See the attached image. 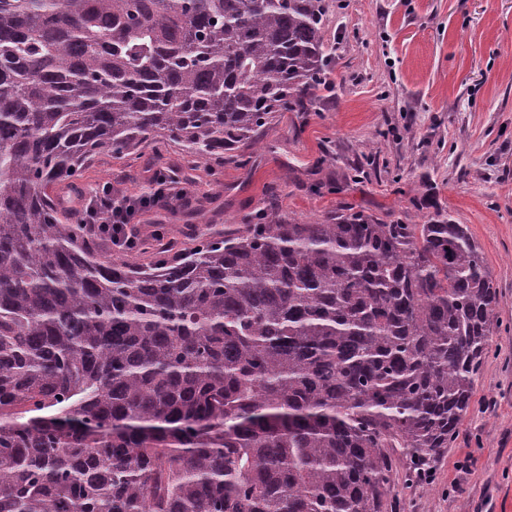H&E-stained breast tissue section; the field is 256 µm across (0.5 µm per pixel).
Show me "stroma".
Listing matches in <instances>:
<instances>
[{
    "instance_id": "obj_1",
    "label": "stroma",
    "mask_w": 512,
    "mask_h": 512,
    "mask_svg": "<svg viewBox=\"0 0 512 512\" xmlns=\"http://www.w3.org/2000/svg\"><path fill=\"white\" fill-rule=\"evenodd\" d=\"M327 81L308 112L278 113L262 144L200 165L192 203L133 217L172 236L188 224L256 221L268 198L302 223L354 208L385 224L436 212L466 225L498 286L496 328L469 410L429 481L394 475L391 512H512V0H333ZM177 146L101 159L79 179L144 195Z\"/></svg>"
}]
</instances>
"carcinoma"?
<instances>
[{"label":"carcinoma","mask_w":512,"mask_h":512,"mask_svg":"<svg viewBox=\"0 0 512 512\" xmlns=\"http://www.w3.org/2000/svg\"><path fill=\"white\" fill-rule=\"evenodd\" d=\"M326 0H0V512H388L455 435L498 291L466 226L272 213L106 253L58 186L255 146Z\"/></svg>","instance_id":"carcinoma-1"}]
</instances>
